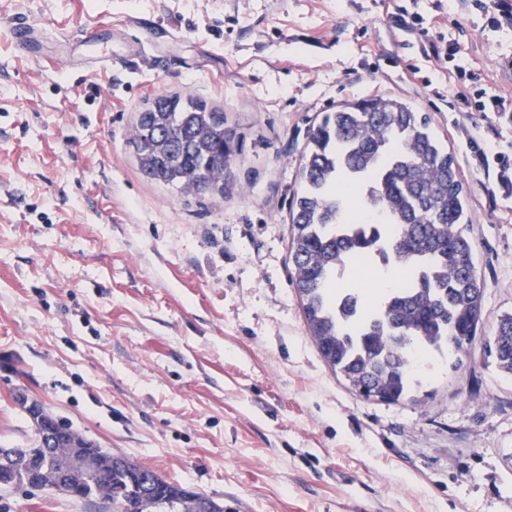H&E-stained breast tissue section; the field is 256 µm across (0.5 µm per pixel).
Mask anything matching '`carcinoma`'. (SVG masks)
Here are the masks:
<instances>
[{
	"label": "carcinoma",
	"instance_id": "cac0c4a2",
	"mask_svg": "<svg viewBox=\"0 0 512 512\" xmlns=\"http://www.w3.org/2000/svg\"><path fill=\"white\" fill-rule=\"evenodd\" d=\"M131 142L147 179L185 192L224 197L239 137L224 113L190 95L157 96L136 114ZM302 190L289 219L288 263L308 332L319 354L360 397L397 403L422 387L414 354L463 353L481 317L482 284L467 234L466 194L455 159L429 116L391 97H370L328 112L308 133ZM360 259L408 277L375 305L358 284L336 280ZM499 369L512 375V315L493 336ZM86 441L67 435L47 448L46 464ZM25 471L0 460V489ZM87 500L112 512H202L213 499L167 480L147 485L119 462L83 483Z\"/></svg>",
	"mask_w": 512,
	"mask_h": 512
}]
</instances>
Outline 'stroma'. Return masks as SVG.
Returning <instances> with one entry per match:
<instances>
[{
  "label": "stroma",
  "instance_id": "obj_1",
  "mask_svg": "<svg viewBox=\"0 0 512 512\" xmlns=\"http://www.w3.org/2000/svg\"><path fill=\"white\" fill-rule=\"evenodd\" d=\"M484 0H0V447L27 388L58 419L224 512H512V376L488 353L512 313V197L471 159L512 155V116L456 99L455 70L512 95V27ZM420 14L428 34L396 25ZM135 17L140 42L125 21ZM40 22L38 57L13 28ZM461 47L434 58L438 40ZM70 59L58 65V56ZM164 93L223 112L245 193L145 180L130 143ZM376 95L428 113L467 194L476 336L396 404L322 361L291 282L289 207L309 129ZM0 512H102L0 490Z\"/></svg>",
  "mask_w": 512,
  "mask_h": 512
}]
</instances>
